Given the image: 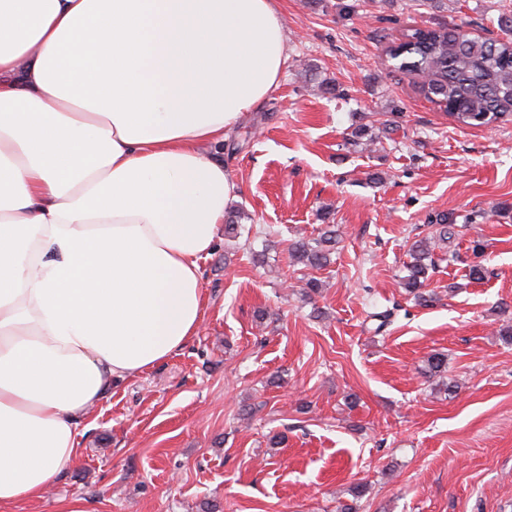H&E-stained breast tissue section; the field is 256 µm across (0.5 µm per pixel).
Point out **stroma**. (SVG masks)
Masks as SVG:
<instances>
[{"label": "stroma", "mask_w": 512, "mask_h": 512, "mask_svg": "<svg viewBox=\"0 0 512 512\" xmlns=\"http://www.w3.org/2000/svg\"><path fill=\"white\" fill-rule=\"evenodd\" d=\"M280 5V83L214 149L249 235L202 260L198 336L114 386L74 464L16 512L71 498L88 512H336L359 482V512H512V344L497 333L512 305V122L458 126L385 57L419 27L501 37L512 0ZM361 124L376 143L351 140ZM440 216L459 234L420 307L402 266ZM324 224L341 249L308 298L288 245ZM437 352L455 397L422 373Z\"/></svg>", "instance_id": "1"}]
</instances>
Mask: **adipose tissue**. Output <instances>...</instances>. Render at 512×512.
Returning a JSON list of instances; mask_svg holds the SVG:
<instances>
[{"mask_svg":"<svg viewBox=\"0 0 512 512\" xmlns=\"http://www.w3.org/2000/svg\"><path fill=\"white\" fill-rule=\"evenodd\" d=\"M287 58L279 0H0V512L197 335L235 193L207 148Z\"/></svg>","mask_w":512,"mask_h":512,"instance_id":"adipose-tissue-1","label":"adipose tissue"}]
</instances>
